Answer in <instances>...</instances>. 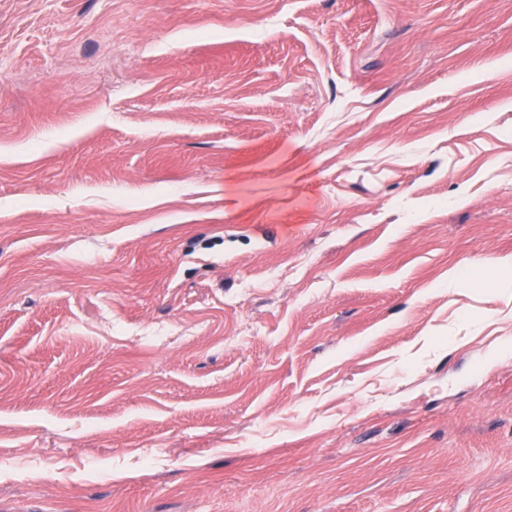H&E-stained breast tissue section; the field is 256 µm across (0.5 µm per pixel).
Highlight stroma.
I'll use <instances>...</instances> for the list:
<instances>
[{
	"label": "stroma",
	"instance_id": "35a3bbf8",
	"mask_svg": "<svg viewBox=\"0 0 512 512\" xmlns=\"http://www.w3.org/2000/svg\"><path fill=\"white\" fill-rule=\"evenodd\" d=\"M512 0H0V512H512Z\"/></svg>",
	"mask_w": 512,
	"mask_h": 512
}]
</instances>
